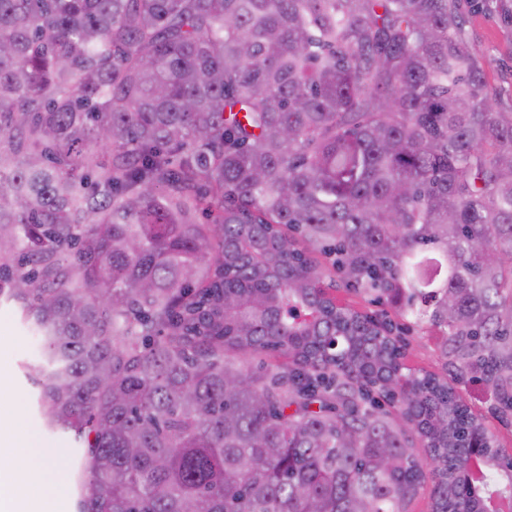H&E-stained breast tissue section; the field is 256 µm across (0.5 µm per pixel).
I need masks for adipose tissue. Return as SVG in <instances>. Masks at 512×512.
<instances>
[{
	"label": "adipose tissue",
	"instance_id": "adipose-tissue-1",
	"mask_svg": "<svg viewBox=\"0 0 512 512\" xmlns=\"http://www.w3.org/2000/svg\"><path fill=\"white\" fill-rule=\"evenodd\" d=\"M0 451L21 459L29 473L25 479L10 472L0 473V512H30L32 497L50 503L62 495L64 487L52 463L28 440L1 431Z\"/></svg>",
	"mask_w": 512,
	"mask_h": 512
}]
</instances>
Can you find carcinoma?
Masks as SVG:
<instances>
[{"instance_id": "1", "label": "carcinoma", "mask_w": 512, "mask_h": 512, "mask_svg": "<svg viewBox=\"0 0 512 512\" xmlns=\"http://www.w3.org/2000/svg\"><path fill=\"white\" fill-rule=\"evenodd\" d=\"M492 11L0 0V298L40 336L45 427L87 435L77 512L512 506L448 380L384 408L400 346L296 247L443 329L512 418V110L465 30Z\"/></svg>"}]
</instances>
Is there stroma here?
<instances>
[{"label":"stroma","mask_w":512,"mask_h":512,"mask_svg":"<svg viewBox=\"0 0 512 512\" xmlns=\"http://www.w3.org/2000/svg\"><path fill=\"white\" fill-rule=\"evenodd\" d=\"M470 41L486 63L487 82L495 90L504 108L512 107V26H503L492 15L471 16L466 24ZM338 304L352 307L364 315L386 313L395 322L405 340L403 364L406 372L447 376L448 367L439 349L441 332L429 323L414 318L399 317L392 306L371 301L344 285L332 290ZM40 351L34 343L32 326L19 303L0 300V370L7 375V384L0 390V419L18 418L23 435L38 448L52 449V462L65 486V493L49 506L50 512H76L75 476L83 467L81 440L73 433L48 431L42 420L38 387L28 375L27 365ZM470 410L481 416L495 434L501 448L512 449V424L494 417L490 408L492 397L483 386L467 383L461 387Z\"/></svg>","instance_id":"1"}]
</instances>
